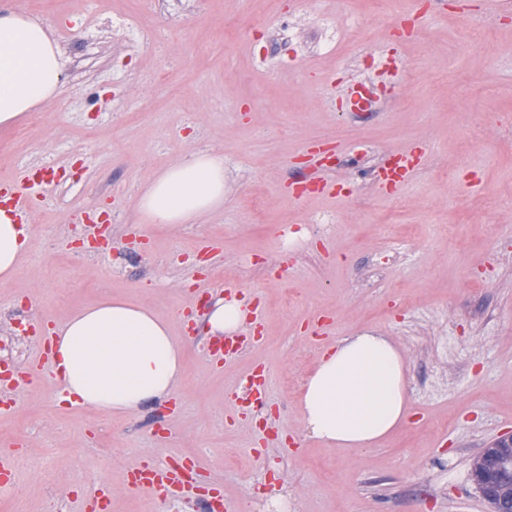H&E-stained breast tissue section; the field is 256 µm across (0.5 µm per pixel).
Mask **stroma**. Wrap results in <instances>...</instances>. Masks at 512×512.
<instances>
[{"instance_id":"35a3bbf8","label":"stroma","mask_w":512,"mask_h":512,"mask_svg":"<svg viewBox=\"0 0 512 512\" xmlns=\"http://www.w3.org/2000/svg\"><path fill=\"white\" fill-rule=\"evenodd\" d=\"M62 40L64 87L37 127L0 129V178L64 162L67 177L29 226L21 273L0 283V361L26 363L34 322L102 295L172 319L184 337L174 397L124 416L60 401L39 381L0 414L14 452L0 512H83L87 484L115 512H491L475 454L512 432V8L489 0H11ZM484 23L485 35L467 25ZM358 141L362 165L334 149ZM425 153L399 190L372 171ZM224 154V210L195 224H145L151 178L194 151ZM333 180L335 197L314 192ZM304 239L285 245L286 231ZM210 239L222 251H202ZM239 284L262 305L264 346L227 367L176 321L199 279ZM333 320L327 344L371 329L407 369L412 417L365 451L308 437L298 389L320 353L304 320ZM269 371L264 412L229 418L250 365ZM190 458L187 499L129 490L132 461Z\"/></svg>"}]
</instances>
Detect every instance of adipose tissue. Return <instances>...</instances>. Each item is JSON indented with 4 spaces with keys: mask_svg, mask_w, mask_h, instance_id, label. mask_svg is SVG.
Wrapping results in <instances>:
<instances>
[{
    "mask_svg": "<svg viewBox=\"0 0 512 512\" xmlns=\"http://www.w3.org/2000/svg\"><path fill=\"white\" fill-rule=\"evenodd\" d=\"M61 50L49 30L23 11L0 10V126L59 96ZM149 224H195L224 207V155L197 151L160 172L137 199ZM29 244L26 228L0 209V281L13 279ZM243 302L216 298L202 317L207 333L238 330ZM183 345L169 321L149 307L105 296L59 328L52 381L60 399L108 415L139 411L167 398L182 374ZM311 437L330 447L364 450L411 414L407 368L384 336L363 332L329 346L300 398Z\"/></svg>",
    "mask_w": 512,
    "mask_h": 512,
    "instance_id": "1",
    "label": "adipose tissue"
}]
</instances>
